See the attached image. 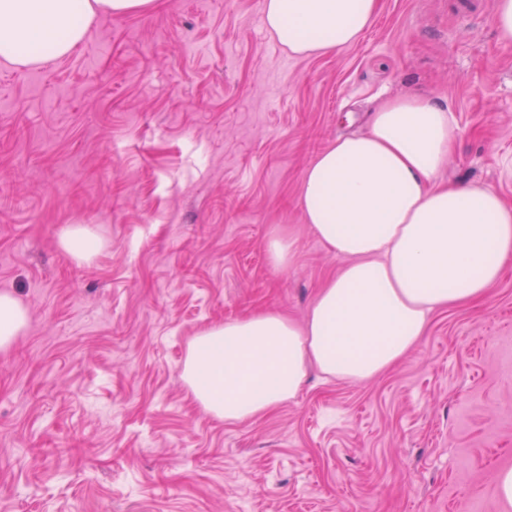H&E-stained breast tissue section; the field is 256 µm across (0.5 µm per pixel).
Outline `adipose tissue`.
<instances>
[{
	"mask_svg": "<svg viewBox=\"0 0 512 512\" xmlns=\"http://www.w3.org/2000/svg\"><path fill=\"white\" fill-rule=\"evenodd\" d=\"M156 0H0V59L15 65L67 56L98 15L143 14ZM379 0H264L263 21L297 56L355 46ZM459 136L431 98L380 104L368 130L332 141L306 167L305 224L344 266L303 323L272 312L209 328L188 344L182 379L228 423L298 393L309 368L369 382L401 362L431 315L475 304L512 266V205L479 181L434 178ZM29 325L27 307L0 292V352Z\"/></svg>",
	"mask_w": 512,
	"mask_h": 512,
	"instance_id": "ef3b65f1",
	"label": "adipose tissue"
}]
</instances>
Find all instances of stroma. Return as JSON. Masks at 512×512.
Instances as JSON below:
<instances>
[{
  "instance_id": "obj_1",
  "label": "stroma",
  "mask_w": 512,
  "mask_h": 512,
  "mask_svg": "<svg viewBox=\"0 0 512 512\" xmlns=\"http://www.w3.org/2000/svg\"><path fill=\"white\" fill-rule=\"evenodd\" d=\"M480 3L380 0L357 45L298 57L263 0H157L99 16L52 67L0 62V291L30 317L0 353V512H504L512 270L390 372H309L254 421L224 423L181 378L206 328L303 322L344 263L303 221V172L383 101L446 107L440 180L512 204V47ZM73 224L102 239L91 260L59 248ZM278 230L299 245L279 268Z\"/></svg>"
}]
</instances>
